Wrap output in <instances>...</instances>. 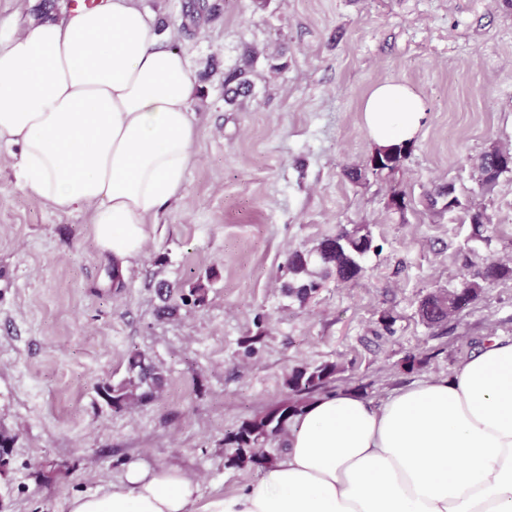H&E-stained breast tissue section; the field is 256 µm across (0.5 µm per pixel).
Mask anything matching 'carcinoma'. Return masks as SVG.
I'll use <instances>...</instances> for the list:
<instances>
[{
  "mask_svg": "<svg viewBox=\"0 0 512 512\" xmlns=\"http://www.w3.org/2000/svg\"><path fill=\"white\" fill-rule=\"evenodd\" d=\"M219 12L220 5L217 3L193 4L186 12V17L195 23L202 18L215 17ZM258 59L259 52L248 47L242 65L224 73L225 104L234 105L239 98L252 94L250 75ZM408 154V143L376 148L368 156L365 167L351 166L344 170V174L351 180H358L364 170L375 174L392 172L400 167ZM473 168L478 186L492 190L502 175L512 173V152L492 146L476 159ZM427 205L431 209L440 205L448 211L461 210L464 220L474 225L478 234L490 223L485 209L462 203L452 184L428 194ZM372 248L370 233L365 231V227L357 225L323 238L310 250L292 252L286 261L289 280L285 290L288 297L305 305L313 301L322 288L320 278L333 276L338 281H350L360 277L364 272L362 260ZM508 278H512V268L496 261L487 262L473 275H463L458 287L430 293L421 302L419 313L424 318L427 311L432 310L435 319L446 320L477 300L488 286ZM338 372L339 367L333 362L293 367L285 379L289 390L285 400L224 432L225 466L262 470L272 464L275 456L267 451V446L277 437L288 433L293 417L303 410L313 394L326 389ZM163 382L162 373L147 355L135 351L129 359L127 376L117 383L104 382L98 386V390L109 406L121 411L152 399L162 388Z\"/></svg>",
  "mask_w": 512,
  "mask_h": 512,
  "instance_id": "carcinoma-1",
  "label": "carcinoma"
}]
</instances>
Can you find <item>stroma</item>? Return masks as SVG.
Segmentation results:
<instances>
[{
	"label": "stroma",
	"mask_w": 512,
	"mask_h": 512,
	"mask_svg": "<svg viewBox=\"0 0 512 512\" xmlns=\"http://www.w3.org/2000/svg\"><path fill=\"white\" fill-rule=\"evenodd\" d=\"M71 3L0 0V18L23 24ZM135 3L201 86L192 161L180 199L123 267L96 244L89 210L40 199L20 180L19 146L0 145V432L13 438L0 512H68L132 462L181 470L203 503L239 493L258 475L225 466L224 431L287 398L293 366L336 363V390L378 403L448 376L489 337L512 339V279L447 324L419 315L427 294L486 260L512 266V173L484 196L472 178L487 148L512 149V0H224L189 28L186 0ZM248 47L283 67L258 60L252 96L225 105L224 74ZM386 80L418 94L423 125L398 170L350 180L345 168L373 149L363 103ZM448 183L486 207L482 235L461 212L427 207ZM357 225L376 245L361 277L328 279L304 307L283 294L289 252ZM210 272L204 304L159 317L160 283ZM134 350L166 386L118 412L97 387L123 379ZM410 352L422 361L411 373Z\"/></svg>",
	"instance_id": "35a3bbf8"
}]
</instances>
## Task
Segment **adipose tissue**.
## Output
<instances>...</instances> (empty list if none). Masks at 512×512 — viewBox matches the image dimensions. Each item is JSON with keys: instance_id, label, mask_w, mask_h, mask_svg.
Instances as JSON below:
<instances>
[{"instance_id": "obj_1", "label": "adipose tissue", "mask_w": 512, "mask_h": 512, "mask_svg": "<svg viewBox=\"0 0 512 512\" xmlns=\"http://www.w3.org/2000/svg\"><path fill=\"white\" fill-rule=\"evenodd\" d=\"M198 92L133 0L0 19V143L20 145L23 184L41 199L90 209L97 244L121 263L182 194ZM363 118L374 146H391L415 137L423 103L389 80ZM197 492L177 469L134 462L68 512H193ZM203 512H512V341L489 339L450 375L377 405L353 391L316 397L281 458Z\"/></svg>"}]
</instances>
